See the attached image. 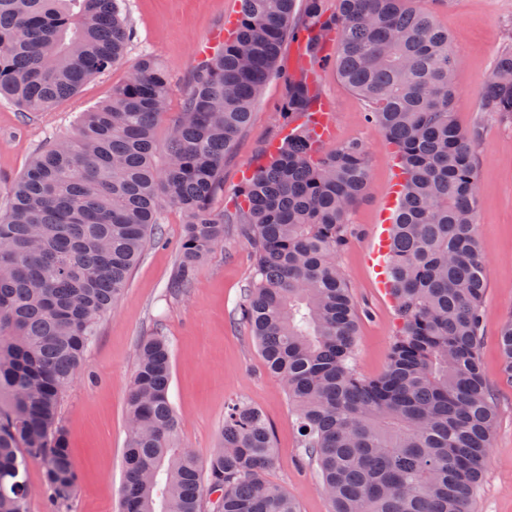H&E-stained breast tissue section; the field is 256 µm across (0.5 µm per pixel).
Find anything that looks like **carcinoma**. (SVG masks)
Here are the masks:
<instances>
[{
    "label": "carcinoma",
    "mask_w": 512,
    "mask_h": 512,
    "mask_svg": "<svg viewBox=\"0 0 512 512\" xmlns=\"http://www.w3.org/2000/svg\"><path fill=\"white\" fill-rule=\"evenodd\" d=\"M296 0H241L235 40L199 63L168 157L155 133L172 76L145 55L73 137L40 150L5 188L0 218V512H26L29 485L12 472L38 463L50 500L77 487L61 396L101 318L118 300L163 207L186 231L172 283L182 294L198 265L238 224L254 277L241 306L267 369L296 415L301 447L334 512H474L495 412L477 356L486 290L477 239V127L455 120L448 31L413 0H305L306 54L337 34L336 73L369 106L398 150L404 193L389 257L400 328L377 378L355 368L358 307L336 256L365 195L364 146L316 143L307 75L286 82L291 137L252 173L235 211L216 215L224 156L248 124L287 42ZM132 34L120 0H0V100L51 112L112 69ZM481 111L512 120V47L486 77ZM512 380V318L500 331ZM172 349L146 336L127 394L122 512H297L269 484L275 464L264 414L235 402L203 466L176 447L169 399Z\"/></svg>",
    "instance_id": "cac0c4a2"
}]
</instances>
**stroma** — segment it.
Listing matches in <instances>:
<instances>
[{"label":"stroma","instance_id":"35a3bbf8","mask_svg":"<svg viewBox=\"0 0 512 512\" xmlns=\"http://www.w3.org/2000/svg\"><path fill=\"white\" fill-rule=\"evenodd\" d=\"M447 29L458 59L455 119L480 127L475 155L481 183L477 235L485 261L486 292L481 304L478 359L496 410L492 446L477 489L475 512H512V381L502 370L500 328L512 317V123L479 109L482 86L504 45L512 41V0H417ZM133 30L125 58L108 73L88 80L50 112H24L0 100V187L21 175L31 157L51 141L74 135L82 112L107 101L143 54H151L172 75L169 110L156 129L157 164L166 161L169 129L181 109L199 60L195 43L238 13L240 0H123ZM330 105L339 143L363 144L370 180L353 208L350 244L337 256L361 314L356 366L367 378L382 375L397 334L395 304L377 288L367 262L381 212L395 177V149L367 119L366 101L345 86L333 62L311 67ZM284 90L280 78L267 83L251 121L224 159V185L212 200L215 213L232 212L244 184L242 172L264 163L271 142L287 124L279 117ZM184 217L163 210L156 233L132 270L127 286L102 317L75 379L64 390L60 420L69 435L77 470V491L53 510L38 463L27 467L28 512H120L123 453L127 444L126 398L137 344L151 334L166 336L173 351L169 397L179 419V447L207 463L228 405L246 402L260 409L274 438L276 462L267 481L294 499L298 512H332L315 466L299 443L294 410L280 381L265 368L240 306L253 277L251 248L238 225L224 227V240L198 268L190 288L172 294Z\"/></svg>","mask_w":512,"mask_h":512}]
</instances>
